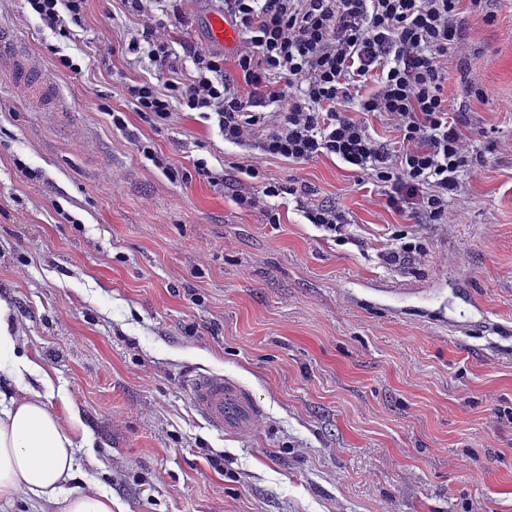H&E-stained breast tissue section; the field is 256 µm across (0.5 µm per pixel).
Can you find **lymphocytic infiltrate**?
I'll list each match as a JSON object with an SVG mask.
<instances>
[{
    "label": "lymphocytic infiltrate",
    "mask_w": 512,
    "mask_h": 512,
    "mask_svg": "<svg viewBox=\"0 0 512 512\" xmlns=\"http://www.w3.org/2000/svg\"><path fill=\"white\" fill-rule=\"evenodd\" d=\"M43 26L66 39L87 0H25ZM483 0H224L246 45L238 79L223 57L175 48L143 25L127 45L147 56L154 79L126 95L141 118L161 124L174 110L216 118L225 142L292 162L333 156L383 187L385 204L441 223L469 165L466 136L448 108V56L466 16ZM193 64L179 75V57ZM278 104L257 112L255 98ZM386 117L400 138L392 150L359 113Z\"/></svg>",
    "instance_id": "lymphocytic-infiltrate-1"
}]
</instances>
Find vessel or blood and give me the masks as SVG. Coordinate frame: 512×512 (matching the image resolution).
Masks as SVG:
<instances>
[{
	"label": "vessel or blood",
	"instance_id": "vessel-or-blood-1",
	"mask_svg": "<svg viewBox=\"0 0 512 512\" xmlns=\"http://www.w3.org/2000/svg\"><path fill=\"white\" fill-rule=\"evenodd\" d=\"M206 23L214 42L233 48L238 33L232 22L221 14H208ZM21 71L23 55L14 35L0 30V67ZM195 407L209 423L230 434L249 432L260 414V407L251 393L237 381L220 374H199L191 381Z\"/></svg>",
	"mask_w": 512,
	"mask_h": 512
}]
</instances>
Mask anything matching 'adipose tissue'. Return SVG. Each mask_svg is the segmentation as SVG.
<instances>
[{
  "instance_id": "1",
  "label": "adipose tissue",
  "mask_w": 512,
  "mask_h": 512,
  "mask_svg": "<svg viewBox=\"0 0 512 512\" xmlns=\"http://www.w3.org/2000/svg\"><path fill=\"white\" fill-rule=\"evenodd\" d=\"M31 375L35 384L22 383ZM0 512L18 502L40 512H112L111 496L87 487L72 489L77 445H91L78 416L63 417L49 398L52 380L25 351L6 310L0 309Z\"/></svg>"
}]
</instances>
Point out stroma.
Listing matches in <instances>:
<instances>
[{"mask_svg": "<svg viewBox=\"0 0 512 512\" xmlns=\"http://www.w3.org/2000/svg\"><path fill=\"white\" fill-rule=\"evenodd\" d=\"M180 8L174 27L88 0L70 41L0 0V27L53 88L0 68V307L50 373L53 408L92 435L76 487L111 494L113 512H512V0L471 16L448 59L474 162L442 224L388 208L336 157H267L194 112L141 120L124 86L154 68L128 52L135 30L217 49L216 0ZM246 164L290 188L279 223L235 204ZM314 205L345 210L347 237L308 224ZM399 234L423 250L385 266ZM199 373L252 391L250 432L196 410Z\"/></svg>", "mask_w": 512, "mask_h": 512, "instance_id": "35a3bbf8", "label": "stroma"}]
</instances>
